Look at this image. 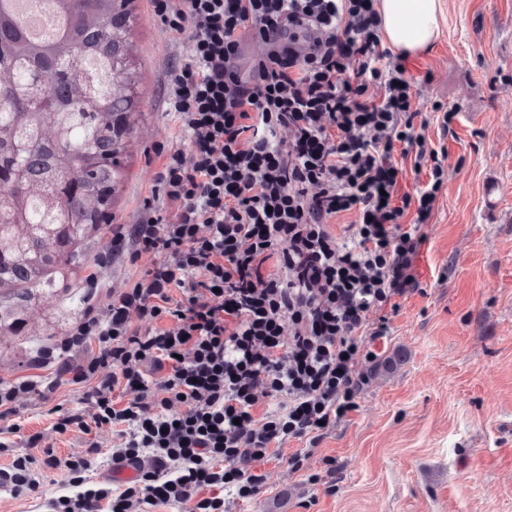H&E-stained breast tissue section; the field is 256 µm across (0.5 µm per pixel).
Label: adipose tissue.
Listing matches in <instances>:
<instances>
[{
    "mask_svg": "<svg viewBox=\"0 0 512 512\" xmlns=\"http://www.w3.org/2000/svg\"><path fill=\"white\" fill-rule=\"evenodd\" d=\"M379 11L384 38L393 49L414 53L439 34L438 0H380Z\"/></svg>",
    "mask_w": 512,
    "mask_h": 512,
    "instance_id": "ef3b65f1",
    "label": "adipose tissue"
}]
</instances>
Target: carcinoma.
<instances>
[{
  "mask_svg": "<svg viewBox=\"0 0 512 512\" xmlns=\"http://www.w3.org/2000/svg\"><path fill=\"white\" fill-rule=\"evenodd\" d=\"M133 0H51L59 36L31 43L0 12V168L25 167L26 181L6 192L0 221V321L57 286L85 263L89 240L102 230L101 210L112 207L119 168H94L93 154L124 151L129 124L114 128L138 107L129 71ZM40 84L52 109L66 114L64 142L45 139L46 110L26 94ZM35 233L12 238L13 206Z\"/></svg>",
  "mask_w": 512,
  "mask_h": 512,
  "instance_id": "cac0c4a2",
  "label": "carcinoma"
}]
</instances>
